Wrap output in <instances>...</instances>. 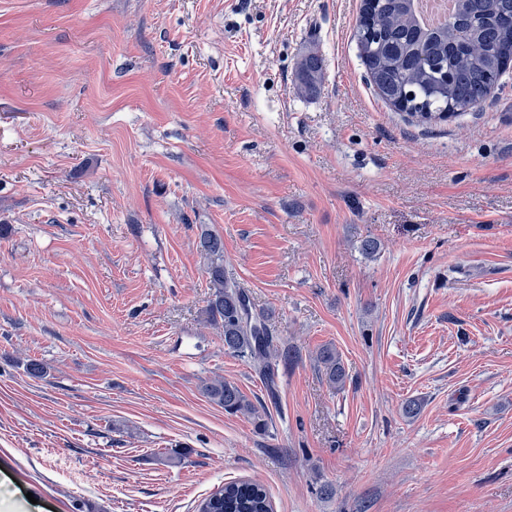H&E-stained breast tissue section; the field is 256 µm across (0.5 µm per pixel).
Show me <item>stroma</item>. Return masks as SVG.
Instances as JSON below:
<instances>
[{
	"label": "stroma",
	"mask_w": 512,
	"mask_h": 512,
	"mask_svg": "<svg viewBox=\"0 0 512 512\" xmlns=\"http://www.w3.org/2000/svg\"><path fill=\"white\" fill-rule=\"evenodd\" d=\"M359 8L0 0L1 499L197 512L254 480L275 512H512V80L419 124L369 85ZM205 228L300 353L275 401L205 319ZM324 60L318 54L306 56L299 66L301 80L304 88L310 92L317 89L318 83L322 78ZM316 360L329 386L338 390L342 389L347 374L336 348L331 345L322 347L317 353ZM201 390L206 398L223 407L225 412L247 417L252 421L256 430L264 433L268 431V419H266L268 414L265 407L260 402L257 406L236 383L224 379H214L205 382Z\"/></svg>",
	"instance_id": "35a3bbf8"
}]
</instances>
